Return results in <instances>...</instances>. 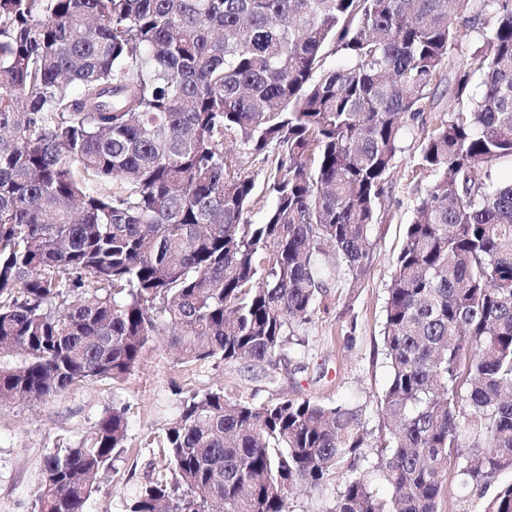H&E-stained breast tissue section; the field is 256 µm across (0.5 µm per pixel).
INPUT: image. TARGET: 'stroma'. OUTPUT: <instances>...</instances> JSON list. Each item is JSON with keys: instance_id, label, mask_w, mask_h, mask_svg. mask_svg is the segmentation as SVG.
<instances>
[{"instance_id": "stroma-1", "label": "stroma", "mask_w": 512, "mask_h": 512, "mask_svg": "<svg viewBox=\"0 0 512 512\" xmlns=\"http://www.w3.org/2000/svg\"><path fill=\"white\" fill-rule=\"evenodd\" d=\"M419 141L417 124H405L381 219L370 230L364 279L354 284L344 273L334 276L323 308L296 328L278 370L246 360L185 363L164 333L154 336L141 363L123 380L88 383L38 402H0V512H38L45 455L88 438L98 421L115 410L127 417L125 449L102 472L84 512H127L145 483L170 478L155 439L183 401L197 393L221 389L258 401L284 396L338 402L361 410L370 428H377L379 399L390 379L380 353L387 288L406 226L431 184L427 176L409 177L418 163ZM226 150L257 184L245 219L262 223L273 204L263 187L264 165L235 144Z\"/></svg>"}]
</instances>
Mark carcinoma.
<instances>
[{"label": "carcinoma", "instance_id": "cac0c4a2", "mask_svg": "<svg viewBox=\"0 0 512 512\" xmlns=\"http://www.w3.org/2000/svg\"><path fill=\"white\" fill-rule=\"evenodd\" d=\"M409 122L434 181L387 288L383 426L193 395L158 436L172 479L129 512H290L332 482L326 512H438L450 470L512 512V0H0V400L120 380L167 328L186 363L277 368L328 288L322 245L363 276ZM228 139L263 156L260 224ZM126 432L114 411L49 454L39 512H84ZM453 79V69L447 68L444 71L440 82H437L434 89H432L434 103L438 108H453L455 105L452 93Z\"/></svg>", "mask_w": 512, "mask_h": 512}]
</instances>
